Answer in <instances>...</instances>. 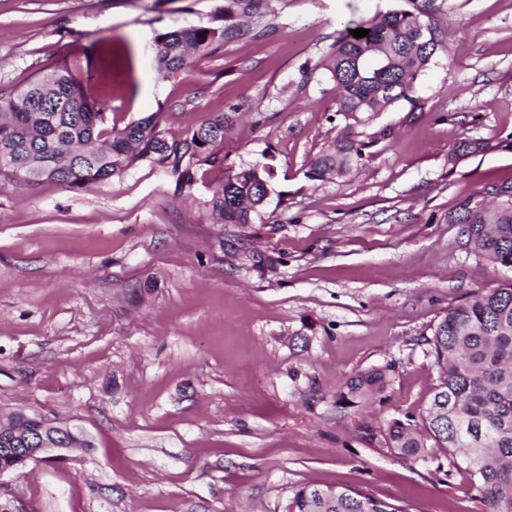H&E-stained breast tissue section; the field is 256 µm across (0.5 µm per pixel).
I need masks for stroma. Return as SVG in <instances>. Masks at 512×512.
Segmentation results:
<instances>
[{
	"label": "stroma",
	"instance_id": "35a3bbf8",
	"mask_svg": "<svg viewBox=\"0 0 512 512\" xmlns=\"http://www.w3.org/2000/svg\"><path fill=\"white\" fill-rule=\"evenodd\" d=\"M224 0H0V86L64 57L124 127L163 111L177 138L239 118L222 162L176 190L147 161L73 190L0 183V409L81 429L91 445L0 475L11 512H284L305 484L362 489L400 512H484L471 477L381 432L420 420L438 384L428 340L449 307L512 281L462 246L464 200L512 187V0H272L245 35L156 78L165 32ZM421 8L445 47L414 102L349 119L319 64L348 22ZM126 63L111 67L114 56ZM351 130L363 158L306 177ZM484 152L457 158V137ZM267 160L261 221L214 224L224 172ZM271 257L254 266L244 251ZM385 369L366 404L347 380Z\"/></svg>",
	"mask_w": 512,
	"mask_h": 512
}]
</instances>
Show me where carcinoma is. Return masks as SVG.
I'll use <instances>...</instances> for the list:
<instances>
[{"label":"carcinoma","mask_w":512,"mask_h":512,"mask_svg":"<svg viewBox=\"0 0 512 512\" xmlns=\"http://www.w3.org/2000/svg\"><path fill=\"white\" fill-rule=\"evenodd\" d=\"M271 0H224L211 25L169 31L156 40V76L164 83L185 72L194 57L249 33L241 19L260 21ZM369 35L355 38L351 29ZM445 50L435 29L416 9L394 10L348 25L321 68L336 89L342 115L374 114L412 101L419 75ZM65 59L46 64L28 83L0 91V179L21 172L29 185L51 181L83 189L121 176L140 161L166 169L181 190L195 182L197 167L220 160L237 112L211 116L179 139L167 138L160 113L112 126V105L91 103ZM362 150L343 132L313 161L307 177L321 180L359 163ZM274 168L255 163L231 169L203 201L215 224L245 227L260 215L271 191ZM464 246L475 256L512 268V200L492 208H464ZM439 384L420 425L391 420L382 437L400 456L426 459L433 450L460 457L472 476L485 512H512V282L477 293L448 308L428 340ZM387 372L358 373L341 399L354 403L382 391ZM284 512H399L359 489L303 485L293 489Z\"/></svg>","instance_id":"1"}]
</instances>
